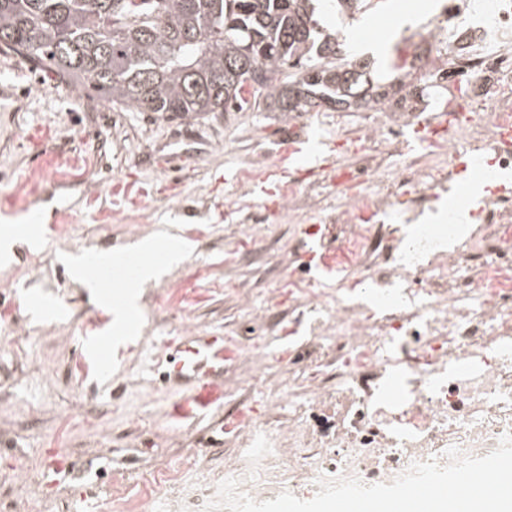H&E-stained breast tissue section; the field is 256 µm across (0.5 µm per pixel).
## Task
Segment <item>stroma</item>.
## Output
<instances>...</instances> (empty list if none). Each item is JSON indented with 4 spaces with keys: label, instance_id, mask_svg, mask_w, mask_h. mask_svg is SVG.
Instances as JSON below:
<instances>
[{
    "label": "stroma",
    "instance_id": "stroma-1",
    "mask_svg": "<svg viewBox=\"0 0 512 512\" xmlns=\"http://www.w3.org/2000/svg\"><path fill=\"white\" fill-rule=\"evenodd\" d=\"M416 2L382 0L331 25L368 56L380 43L419 49L412 102L429 114L448 85L424 75L429 17ZM295 129L325 138L320 169L301 170L282 152ZM359 134L357 116L340 129L332 111L296 126L253 109L117 110L0 53V225L38 227L11 259L0 256V512H75L89 486L100 512H112L114 489L137 492L173 464L181 479L158 489L170 502L223 477L233 451L226 419L240 405L261 407L254 380L288 374L272 355L287 347L289 269L310 265L320 288L336 290L316 225L282 215V192L291 183L300 208H335L336 175L351 162L346 141ZM166 231L193 251L177 265L162 251L139 255L162 271L140 284L139 310L126 309V262L101 273L100 287L75 280L71 258L121 254ZM246 299L260 311V356L225 370L218 403L175 417L194 389L174 377L171 354L202 336L242 335Z\"/></svg>",
    "mask_w": 512,
    "mask_h": 512
}]
</instances>
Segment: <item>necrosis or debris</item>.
Returning <instances> with one entry per match:
<instances>
[{
    "mask_svg": "<svg viewBox=\"0 0 512 512\" xmlns=\"http://www.w3.org/2000/svg\"><path fill=\"white\" fill-rule=\"evenodd\" d=\"M443 14L426 39L457 81L439 126L416 156L403 138L416 113H363L342 195L319 217L341 287L327 296L289 272L292 325L307 328L306 344L279 355L288 377L264 388V417L244 405L224 425L235 447L274 451L228 466L250 497L310 499L323 478L389 484L412 463L447 464L452 447L485 456L512 433V196L489 200L480 241L426 262L384 221L392 212L415 223L421 197L457 189L464 153L489 148L499 169L512 168V0H486L480 17L449 0ZM395 369L405 399L380 398Z\"/></svg>",
    "mask_w": 512,
    "mask_h": 512,
    "instance_id": "necrosis-or-debris-1",
    "label": "necrosis or debris"
}]
</instances>
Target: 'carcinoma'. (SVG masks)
<instances>
[{"label":"carcinoma","instance_id":"1","mask_svg":"<svg viewBox=\"0 0 512 512\" xmlns=\"http://www.w3.org/2000/svg\"><path fill=\"white\" fill-rule=\"evenodd\" d=\"M374 0H0V52L53 70L115 108L173 116L254 108L288 116L382 112L415 63L373 59L319 27ZM296 68L298 73L288 72Z\"/></svg>","mask_w":512,"mask_h":512}]
</instances>
